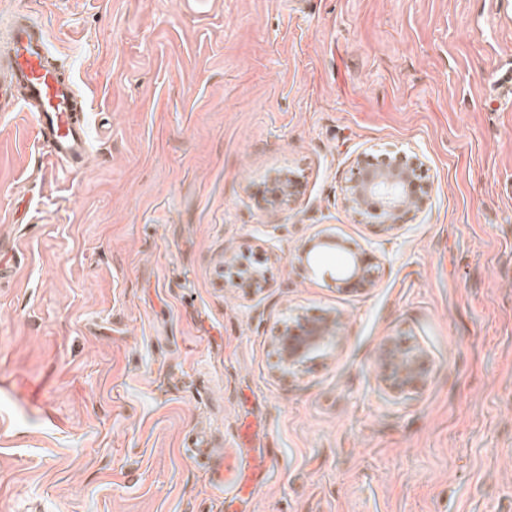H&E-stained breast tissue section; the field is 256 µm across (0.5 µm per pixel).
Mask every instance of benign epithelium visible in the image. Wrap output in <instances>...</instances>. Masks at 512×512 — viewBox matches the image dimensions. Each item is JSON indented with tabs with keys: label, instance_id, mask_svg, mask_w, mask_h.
I'll return each instance as SVG.
<instances>
[{
	"label": "benign epithelium",
	"instance_id": "7a95c632",
	"mask_svg": "<svg viewBox=\"0 0 512 512\" xmlns=\"http://www.w3.org/2000/svg\"><path fill=\"white\" fill-rule=\"evenodd\" d=\"M421 164L406 162L405 157L380 163L358 160L353 178L345 187V199L359 214H376L382 230L396 234L406 221L424 211L429 196L420 183ZM300 182L288 174L270 179L262 196L279 204H287L299 193ZM346 240L325 235L310 239L295 255L302 266H312L316 258L329 253L345 252V264L334 272V281L350 289L374 285L373 264L364 250L345 246ZM342 323L339 316L327 313L317 319L298 314L282 323L275 347L279 370L297 376L318 360H324L336 349ZM377 379L387 392L396 397L407 396L424 388L433 371V360L427 348L418 341L402 343L387 337L380 344Z\"/></svg>",
	"mask_w": 512,
	"mask_h": 512
}]
</instances>
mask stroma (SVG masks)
Masks as SVG:
<instances>
[{
	"label": "stroma",
	"instance_id": "35a3bbf8",
	"mask_svg": "<svg viewBox=\"0 0 512 512\" xmlns=\"http://www.w3.org/2000/svg\"><path fill=\"white\" fill-rule=\"evenodd\" d=\"M21 10L92 134L54 167L0 112V512H512V0H0V34ZM398 154L431 200L388 235L344 189ZM318 233L374 286L300 269ZM330 311L333 356L283 377L280 325ZM388 336L430 351L419 393L378 382ZM247 423L276 462L232 501L196 443ZM299 190L300 182L297 178L288 174H276L261 193L274 203L287 204L298 195ZM345 239L325 235L310 239L295 255L300 265L312 268L316 258L329 253L347 252L345 264L334 271V281L340 286L350 289L371 288L374 285L373 264L365 250H353L347 246Z\"/></svg>",
	"mask_w": 512,
	"mask_h": 512
}]
</instances>
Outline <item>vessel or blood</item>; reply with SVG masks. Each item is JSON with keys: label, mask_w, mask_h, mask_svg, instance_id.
<instances>
[{"label": "vessel or blood", "mask_w": 512, "mask_h": 512, "mask_svg": "<svg viewBox=\"0 0 512 512\" xmlns=\"http://www.w3.org/2000/svg\"><path fill=\"white\" fill-rule=\"evenodd\" d=\"M0 67L6 72L0 79V112L24 113L53 165L80 170L88 144L89 102L51 51L43 25L31 13L12 17ZM253 442L251 429H244L231 468L219 463L210 471L212 482L227 483L238 498L253 496L266 482L270 455L255 452Z\"/></svg>", "instance_id": "vessel-or-blood-1"}]
</instances>
